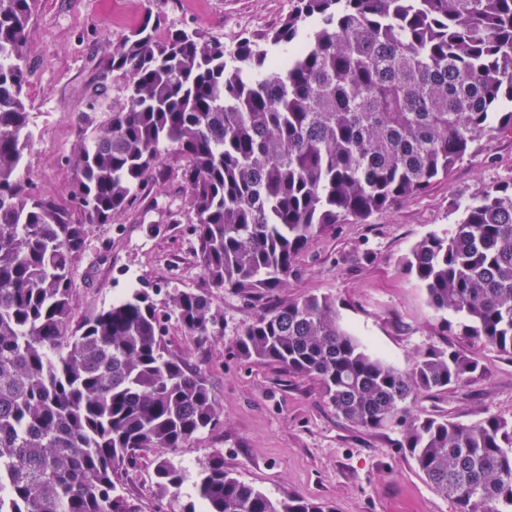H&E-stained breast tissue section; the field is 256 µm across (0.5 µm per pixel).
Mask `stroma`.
<instances>
[{"label":"stroma","mask_w":512,"mask_h":512,"mask_svg":"<svg viewBox=\"0 0 512 512\" xmlns=\"http://www.w3.org/2000/svg\"><path fill=\"white\" fill-rule=\"evenodd\" d=\"M292 8L291 0H37L26 40L24 87L34 138L25 175L38 192L67 198L74 175L64 159L72 152L77 123L91 127L122 107L128 82L103 75L102 63L120 36L145 11L164 27L191 28L233 48L239 35L260 37ZM103 109L90 108L95 90ZM167 178L158 180L137 207L93 228L75 266L77 316L111 306L128 287L170 282L168 260L179 255L186 271L180 285L205 286L195 255L192 217L185 210L182 160L166 154ZM512 182V135L483 139L449 175L427 192L373 215L363 224L343 223L313 238L298 259L287 288L266 300L273 306L311 295L335 298L342 324L369 351L398 369L410 368L431 349H456L477 357L480 374L411 403L419 417L476 422L512 418V358L471 342L442 326L426 293L402 269L411 248L429 234L450 232L459 207L484 189ZM223 321L202 343L169 323V350L200 367L224 409L223 424L201 433L177 455L185 480L177 495L158 498L150 462L130 472L126 489L142 512H181L193 498L202 467L217 453L224 467L267 495L316 499L334 512H455L415 469L396 430L370 431L336 415L318 385L274 365L239 358L236 343L258 309L239 295L209 289Z\"/></svg>","instance_id":"stroma-1"}]
</instances>
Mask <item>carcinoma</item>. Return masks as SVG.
Instances as JSON below:
<instances>
[{
  "instance_id": "1",
  "label": "carcinoma",
  "mask_w": 512,
  "mask_h": 512,
  "mask_svg": "<svg viewBox=\"0 0 512 512\" xmlns=\"http://www.w3.org/2000/svg\"><path fill=\"white\" fill-rule=\"evenodd\" d=\"M37 0H0V512H141L123 487L144 459L160 496L177 492V451L223 423L208 378L167 349L168 316L135 288L76 319L74 266L92 227L134 208L182 157L195 253L208 287L260 306L237 342L247 361L315 381L365 429L398 428L433 488L458 512H512V419H422L420 392L459 385L477 360L435 351L402 371L312 295L275 308L309 242L421 194L495 133H512V0H295L263 41L160 34L147 10L103 74L128 77L126 103L81 139L68 199L20 174L32 131L26 29ZM290 49L282 59L267 46ZM438 312L512 358V183L463 205L452 232L405 257ZM167 304L201 342L219 311L197 288ZM332 512L271 498L210 458L182 512Z\"/></svg>"
}]
</instances>
